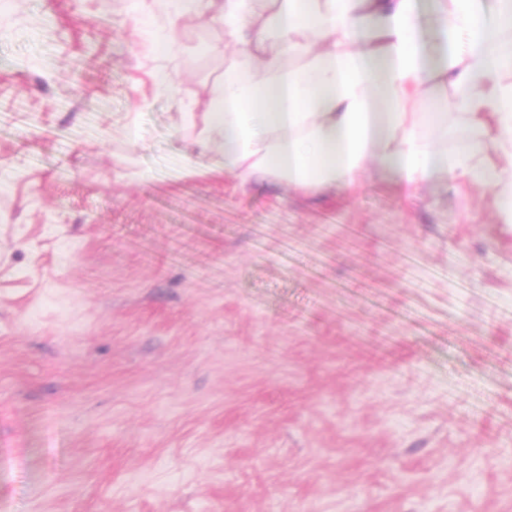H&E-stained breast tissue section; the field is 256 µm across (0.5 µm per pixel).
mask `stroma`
<instances>
[{"label": "stroma", "instance_id": "35a3bbf8", "mask_svg": "<svg viewBox=\"0 0 512 512\" xmlns=\"http://www.w3.org/2000/svg\"><path fill=\"white\" fill-rule=\"evenodd\" d=\"M149 25L0 13V512H512V226L215 170L224 25Z\"/></svg>", "mask_w": 512, "mask_h": 512}]
</instances>
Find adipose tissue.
<instances>
[{
    "instance_id": "1",
    "label": "adipose tissue",
    "mask_w": 512,
    "mask_h": 512,
    "mask_svg": "<svg viewBox=\"0 0 512 512\" xmlns=\"http://www.w3.org/2000/svg\"><path fill=\"white\" fill-rule=\"evenodd\" d=\"M163 55L186 20L214 13L241 59L205 114L214 166L298 188H345L370 163L413 187L441 172L486 190L512 225V0H443L448 48L429 59L416 0H164ZM445 83L456 111L430 103ZM452 130L441 147L440 129ZM430 98L436 99L439 101L440 105L446 109L448 105V112H452L455 109V101L453 97V93L451 88L447 87H439V88H430L427 92L420 98L416 99L408 108V111L411 112H424L427 109L428 101Z\"/></svg>"
}]
</instances>
